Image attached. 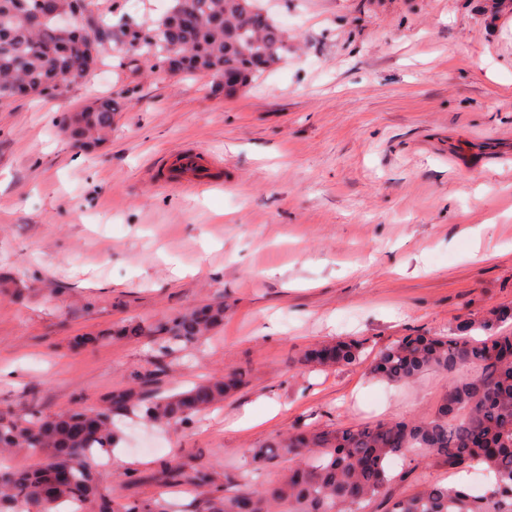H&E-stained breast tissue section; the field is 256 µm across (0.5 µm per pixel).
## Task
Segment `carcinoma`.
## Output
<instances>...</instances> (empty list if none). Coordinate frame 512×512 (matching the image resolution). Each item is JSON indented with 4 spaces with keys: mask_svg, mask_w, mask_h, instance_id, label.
<instances>
[{
    "mask_svg": "<svg viewBox=\"0 0 512 512\" xmlns=\"http://www.w3.org/2000/svg\"><path fill=\"white\" fill-rule=\"evenodd\" d=\"M0 0V100L19 95L56 98L84 81L107 55L130 53L153 70L188 77H224L232 96L290 51L288 33L256 0H173L153 22L121 16L99 0ZM112 98L99 97L63 116L57 128L76 142L96 143L112 131ZM224 322V302L126 329L153 336L162 354L198 342ZM365 342L341 339L304 352L310 365L338 368L361 361ZM476 369L454 382L435 413L422 421H397L335 429H305L251 455L257 471L286 459L288 467L265 487L243 474L224 473L239 489L205 499V512H367L380 500L386 512H512V305L471 314L446 334L413 330L384 346L369 364L370 374L392 384H409L429 372ZM239 379L212 378L187 389L157 391L149 385L119 390L95 410L44 415L28 404L0 412V451L23 448L38 455L28 470L0 473V512H59L79 503L91 512H168L160 502L121 501L101 493L102 472L92 468L93 451L117 447L121 432L113 416L137 411L150 422L183 425L224 401ZM414 454L454 471L481 467L491 478L481 493L468 487L427 481L411 496L389 495L393 458ZM172 485L206 493L204 469L188 470L177 459L164 465Z\"/></svg>",
    "mask_w": 512,
    "mask_h": 512,
    "instance_id": "1",
    "label": "carcinoma"
}]
</instances>
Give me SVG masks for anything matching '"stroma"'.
<instances>
[{"instance_id":"1","label":"stroma","mask_w":512,"mask_h":512,"mask_svg":"<svg viewBox=\"0 0 512 512\" xmlns=\"http://www.w3.org/2000/svg\"><path fill=\"white\" fill-rule=\"evenodd\" d=\"M264 2L299 48L240 95L112 59L62 97L0 102V279L22 287L0 291V368L14 371L0 411L94 409L152 373L164 389L242 379L183 426L117 417L131 467H108V497L203 512L163 462L207 467L231 493L225 470L297 429L429 418L473 370L395 387L369 357L512 303V0ZM98 95L116 106L105 142L56 133ZM190 148L222 161L223 186L160 182ZM218 300L223 325L170 355L120 333ZM348 336L366 360L302 363ZM140 434L159 450L133 452ZM392 471L395 498L456 483L436 462Z\"/></svg>"}]
</instances>
